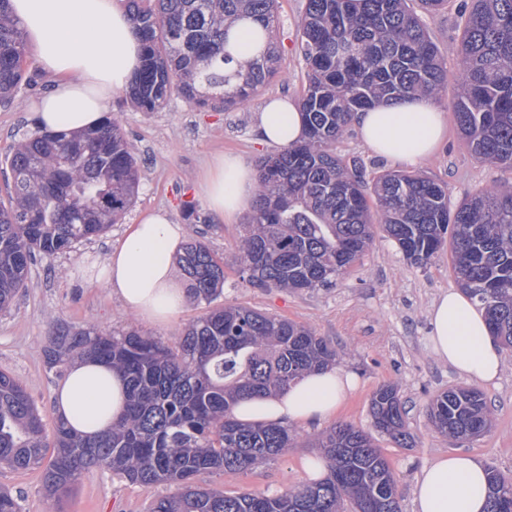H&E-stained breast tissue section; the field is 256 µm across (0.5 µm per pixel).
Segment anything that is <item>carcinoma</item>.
Returning <instances> with one entry per match:
<instances>
[{"mask_svg": "<svg viewBox=\"0 0 512 512\" xmlns=\"http://www.w3.org/2000/svg\"><path fill=\"white\" fill-rule=\"evenodd\" d=\"M143 66L128 90L144 112L173 92L189 104L228 111L278 73L268 42L262 54L234 62L227 32L249 20L277 28V0H127ZM307 85L299 101L306 136L262 157L251 222L242 225L237 262L247 282L294 291L329 288L373 242L383 225L410 263L428 264L451 244L458 283L484 311L492 335L512 352V183L494 182L450 207L448 187L394 170L367 180L336 153L354 114L407 97L435 99L447 85L439 50L406 0H307L298 23ZM25 32L0 0V103L24 78ZM456 123L473 154L512 168V0H471L460 45ZM12 181L0 201V312L26 287L36 257L52 260L118 223L134 203L139 165L117 119L67 136L43 133L13 147ZM199 231L179 266L191 298L212 303L224 287V263ZM44 356L62 372L71 359L112 364L128 384L125 413L104 432L82 436L61 419L47 430L19 379L0 372V465L42 469L46 494L68 493L100 468L172 491L152 512H401L396 478L372 436L338 424L318 437L327 476L261 493L226 495L193 479L213 471H247L285 452L297 434L276 423L245 424L239 400L263 397L336 361V350L309 327L251 308L221 305L193 321L175 347L134 327L107 334L94 325L59 326ZM377 432L411 442L398 388L371 399ZM434 427L459 442L484 433L491 410L483 394L455 387L430 405ZM487 512H512V480L489 472Z\"/></svg>", "mask_w": 512, "mask_h": 512, "instance_id": "cac0c4a2", "label": "carcinoma"}]
</instances>
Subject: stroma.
Returning <instances> with one entry per match:
<instances>
[{
    "instance_id": "stroma-1",
    "label": "stroma",
    "mask_w": 512,
    "mask_h": 512,
    "mask_svg": "<svg viewBox=\"0 0 512 512\" xmlns=\"http://www.w3.org/2000/svg\"><path fill=\"white\" fill-rule=\"evenodd\" d=\"M305 5L306 0H278L279 25L273 39L280 54V74L240 108L202 110L174 95L161 109L144 112L126 94L113 97L108 114L118 119L135 147L140 165V184L133 205L105 234L53 260L37 262L10 311L0 312V371L23 383L44 424H53L57 417L52 390L60 377L49 370L43 354L53 323L76 327L92 324L115 333L133 326L142 335L172 345L189 323L206 312V304L190 302L165 325L128 313L117 296L98 283L99 270L94 263L119 247L128 225L136 223L146 211L168 210L175 223L184 225L187 233H194L197 217L210 215L199 182L213 158L233 153L253 166L270 153V146L258 139V117L267 100L296 102L301 97L307 68L298 49L297 25ZM408 5L426 25L448 70L447 90L435 102L448 132L435 155L415 165V172L446 184L454 204L492 182L511 183L512 170L490 166L472 155L454 118L464 0H448L435 14L427 12L421 0H408ZM24 69L28 86L22 87L11 104L0 105V196L7 193L4 172L10 148L33 133L30 106L49 83L38 65L36 51L28 52ZM249 218L245 212L225 220L207 237L210 249L224 260L221 302L310 327L331 343L338 354V366L355 376L357 388L332 417L296 423L295 445L281 456L245 472H205L196 476L197 484L228 495H274L308 483L304 463L322 454L321 449L312 446V437L338 424L372 432L371 398L384 385L398 387L413 436L409 448L397 447L385 436L375 438L396 475L402 512H416L414 488L422 469L443 455L471 454L512 477V355L506 357L499 378L479 386L492 411L490 429L460 445L438 433L429 420L431 400L448 388L466 383L433 352L429 340L428 311L432 302L457 285L448 251H441L427 266L411 264L378 225L372 246L336 287L295 292L258 288L244 281L236 261L240 226ZM0 487L19 498L23 512H47L50 501L43 490L40 470L0 467ZM169 492L165 484H133L109 471L93 469L81 476L58 509L149 512L153 503Z\"/></svg>"
}]
</instances>
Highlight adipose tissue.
<instances>
[{
	"instance_id": "1",
	"label": "adipose tissue",
	"mask_w": 512,
	"mask_h": 512,
	"mask_svg": "<svg viewBox=\"0 0 512 512\" xmlns=\"http://www.w3.org/2000/svg\"><path fill=\"white\" fill-rule=\"evenodd\" d=\"M11 11L51 80L32 107L36 126L53 133L97 127L113 95L128 88L141 66V45L126 10L118 0H11ZM355 125L372 152L409 166L432 157L444 135L441 112L425 98L377 105L358 113ZM257 132L262 142L279 147L302 141L305 130L297 105L282 99L268 102ZM254 182L251 167L233 156L218 157L202 185L214 219L220 222L246 210ZM184 241V226L167 213L144 215L129 225L122 245L107 254L101 265L104 285L117 293L126 311L168 323L187 302L176 269ZM430 323L434 352L460 375L480 383L499 377V341L464 293H442L430 309ZM354 387L350 373L328 367L275 395L241 400L234 413L244 422L323 420ZM53 400L72 430L93 436L123 414L126 382L109 363L83 359L69 366ZM414 495L417 512H486L487 466L469 455L440 457L423 468Z\"/></svg>"
}]
</instances>
